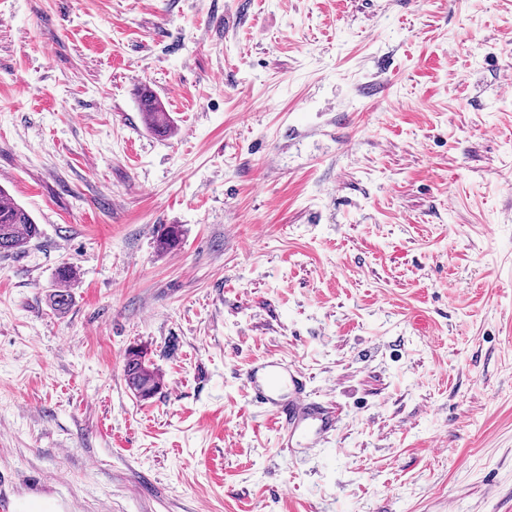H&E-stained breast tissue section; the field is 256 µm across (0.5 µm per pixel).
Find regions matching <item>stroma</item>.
<instances>
[{
    "label": "stroma",
    "instance_id": "stroma-1",
    "mask_svg": "<svg viewBox=\"0 0 512 512\" xmlns=\"http://www.w3.org/2000/svg\"><path fill=\"white\" fill-rule=\"evenodd\" d=\"M511 73L512 0H0V512H512ZM141 111L145 115L149 128L157 135L165 136L171 129V121L162 104L150 93L140 96ZM39 234V226L30 212L0 186V254L21 250ZM142 353L132 351L129 353L124 375L128 388L142 400L154 397L161 387L159 375L146 364ZM303 378L281 361L254 362L245 373L252 404L272 415L288 450L303 442L316 448L336 430V408L311 400Z\"/></svg>",
    "mask_w": 512,
    "mask_h": 512
}]
</instances>
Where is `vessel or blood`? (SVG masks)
<instances>
[{
	"instance_id": "1",
	"label": "vessel or blood",
	"mask_w": 512,
	"mask_h": 512,
	"mask_svg": "<svg viewBox=\"0 0 512 512\" xmlns=\"http://www.w3.org/2000/svg\"><path fill=\"white\" fill-rule=\"evenodd\" d=\"M245 387L252 404L272 415L286 447L300 443L317 447L336 428L335 407L311 400L302 373L283 362L252 363L245 373Z\"/></svg>"
}]
</instances>
